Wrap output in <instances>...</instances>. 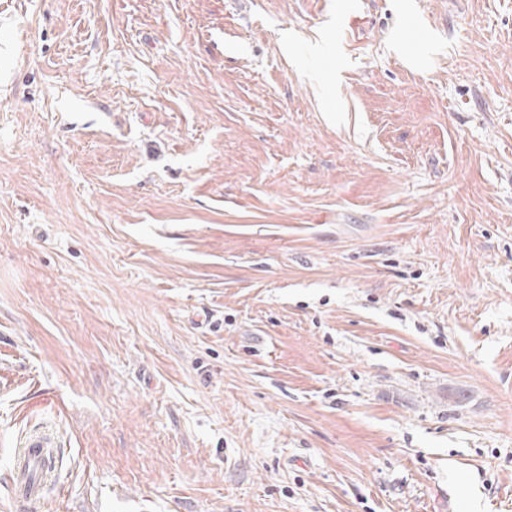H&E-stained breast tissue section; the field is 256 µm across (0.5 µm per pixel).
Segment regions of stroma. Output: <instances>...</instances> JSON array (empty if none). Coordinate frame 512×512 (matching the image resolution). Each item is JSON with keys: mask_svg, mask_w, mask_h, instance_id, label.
I'll use <instances>...</instances> for the list:
<instances>
[{"mask_svg": "<svg viewBox=\"0 0 512 512\" xmlns=\"http://www.w3.org/2000/svg\"><path fill=\"white\" fill-rule=\"evenodd\" d=\"M512 512V0H0V512ZM50 447V441L42 435L30 436L22 457V468L16 472L15 480L11 486L12 496L23 503L40 501L44 477L40 465L38 448Z\"/></svg>", "mask_w": 512, "mask_h": 512, "instance_id": "35a3bbf8", "label": "stroma"}]
</instances>
